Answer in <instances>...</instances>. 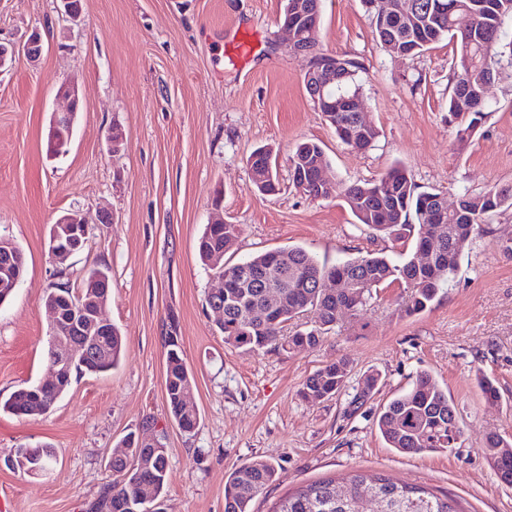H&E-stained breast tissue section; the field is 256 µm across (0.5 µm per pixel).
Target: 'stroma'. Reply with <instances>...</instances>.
Returning a JSON list of instances; mask_svg holds the SVG:
<instances>
[{"instance_id":"1","label":"stroma","mask_w":512,"mask_h":512,"mask_svg":"<svg viewBox=\"0 0 512 512\" xmlns=\"http://www.w3.org/2000/svg\"><path fill=\"white\" fill-rule=\"evenodd\" d=\"M72 24L56 0H0V38L32 29L45 47L38 62L17 57L0 73V235L20 247L25 275L0 305V401L49 369L51 316L45 293L80 286L99 267L112 278L106 319L123 334L119 366L84 375L44 415L0 413V512H86L109 479L122 438L153 419L168 449L167 512H224V484L262 458L278 478L250 503L272 512L289 492L316 480L344 483L356 471L422 484L455 499L462 512H512L482 448L488 434L512 437V209L491 217L448 288L422 312L401 310V290L384 285L362 315L314 348L246 355L225 344L207 295L216 288L197 241L215 217L239 227L226 253L234 264L262 251L301 247L332 265L370 251L398 256L404 244L359 224L343 197L313 199L292 183L296 141L324 149L340 185L372 181L394 166L447 203L512 187V59L502 58L487 116L466 146L448 123L450 62L445 40L425 54L395 58L374 39L360 0H322L312 35L319 52L363 63L361 111L379 135L357 152L345 146L306 92V57L293 54L281 0H82ZM254 28L247 64L224 53L236 26ZM82 98L71 145L51 157V115L63 107L59 82ZM123 144L110 152L107 134ZM269 147L276 194L255 188L247 159ZM78 209L93 218L83 250L57 262L52 224ZM111 220L101 224L100 213ZM175 335L194 378L198 428L182 432L165 400V338ZM348 362L347 383L329 399L301 397L326 362ZM428 372L457 408L463 435L450 451L408 455L386 446L381 407ZM378 391L361 410L349 403L365 374ZM495 379L487 400L478 378ZM50 446L56 467L38 475L8 466L19 449Z\"/></svg>"}]
</instances>
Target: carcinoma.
Returning a JSON list of instances; mask_svg holds the SVG:
<instances>
[{
    "label": "carcinoma",
    "mask_w": 512,
    "mask_h": 512,
    "mask_svg": "<svg viewBox=\"0 0 512 512\" xmlns=\"http://www.w3.org/2000/svg\"><path fill=\"white\" fill-rule=\"evenodd\" d=\"M417 12L404 23L381 20L380 5L374 0H362L372 16L373 33L381 46L397 42L414 57L443 40H455L459 50L452 59L451 88L448 98V116L455 122V140L468 142L486 117L485 94L482 84L494 81L495 64L500 58L512 57V40L505 41L503 31L507 20H512V0H416ZM296 7L283 5L282 23L296 28L302 34L307 23L321 13V0H294ZM336 82L326 86H312L305 81L310 98L330 104L331 111L323 113L334 127L336 135L345 144L350 142L366 148L378 137L374 126L357 124L350 103L358 95V73L363 65L355 58L337 57ZM468 100L467 118H459L456 98ZM296 159L293 168L294 186L314 198H329L341 194L358 223L397 241L414 239V251L400 254L395 261L383 252L338 261L332 266L320 263L303 248L293 247L254 254L233 265L218 264V259L234 244L239 234L236 224H208L198 240L201 261L214 274L228 277L222 302L224 320L216 321L224 335V343L244 354H258L268 348H314L322 335L339 322L338 313L355 315L374 299L372 289L385 283L400 282L408 289L405 313H419L437 297L453 279L460 260L470 242L500 210L512 208V188L491 189L482 194L465 193L467 214H443L435 210V198L441 193L419 189L413 176L401 167L391 168L381 179L354 183L345 187L320 184L316 175L329 167L323 148L311 140L297 142L291 153ZM454 225V233L441 237V252L433 264L417 265L419 253L428 243L424 228ZM328 278L368 280L374 288L355 295H329L318 288ZM81 288H53L43 302L61 309L77 308L87 286L93 284L104 291L111 289L108 272L99 268L90 270L82 280ZM265 313V320L256 322L253 313ZM312 315V325L285 335L290 321L300 315ZM68 339L89 350V358L75 362L70 378L56 389L37 400L28 393V387L14 391L0 401V411L16 416H38L51 409L72 383V377L82 374L105 373L119 365L125 351V339L112 326L108 334L91 329L81 318L73 324H64ZM165 398L168 410L178 427L192 433L199 425V412L185 410L183 397L193 394L194 379L189 371L177 337H166ZM348 363L344 359L330 361L310 375L302 384L300 394L311 401H321L336 395L345 385ZM378 383V374L367 375L349 403L355 413L372 398ZM378 429L387 444L401 453L419 454L451 450L450 433H462L457 410L445 391L430 375L416 374L409 388L393 398L380 411ZM130 449L129 456L138 455V466L128 460L114 457L109 463L112 480L104 486L90 512H150L162 509L169 469L164 444L145 447L139 436L130 433L122 441ZM482 452L499 480L512 485V440L492 434L485 440ZM50 470L56 457L49 448H22L15 458V467L27 473L34 466ZM277 474L275 464L257 459L236 469L224 487V512H250L255 495L271 483ZM366 475L355 473L346 482L348 497L340 506L330 501L328 486L333 480L324 479L297 488L280 499L273 512H371L364 507L366 497L363 481ZM388 512H462L457 501L439 495L431 489L407 483H392Z\"/></svg>",
    "instance_id": "obj_1"
}]
</instances>
